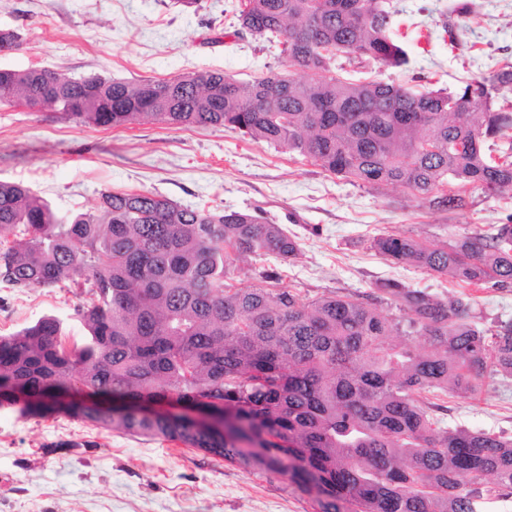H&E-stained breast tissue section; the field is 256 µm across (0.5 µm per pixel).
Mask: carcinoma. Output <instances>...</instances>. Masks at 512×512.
Returning a JSON list of instances; mask_svg holds the SVG:
<instances>
[{"instance_id": "cac0c4a2", "label": "carcinoma", "mask_w": 512, "mask_h": 512, "mask_svg": "<svg viewBox=\"0 0 512 512\" xmlns=\"http://www.w3.org/2000/svg\"><path fill=\"white\" fill-rule=\"evenodd\" d=\"M383 0H242L255 37L284 38L288 71L247 84L218 71L129 82L0 68V104H35L97 127H224L310 159L370 189L401 186L456 211L472 193H512V110L497 103L512 65L455 89L415 91L333 72L338 54L408 63ZM20 46L0 29V53ZM369 248L396 265L476 288L512 287V214L487 233L431 240L394 233ZM301 243L253 210L183 206L107 189L56 213L0 181V285L77 286L82 345L45 314L0 336V402L60 406L97 429L180 444L278 477L314 512H485L512 496V436L443 426L427 396H477L512 377V321L487 327L467 295L397 280L370 295L309 300L273 269L234 279L250 256L294 259ZM385 301L392 317L376 306Z\"/></svg>"}]
</instances>
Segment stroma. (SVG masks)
<instances>
[{
	"mask_svg": "<svg viewBox=\"0 0 512 512\" xmlns=\"http://www.w3.org/2000/svg\"><path fill=\"white\" fill-rule=\"evenodd\" d=\"M400 69L340 55L330 67L354 81L416 90L451 88L512 63V0H389ZM240 0H0V28L17 30V50L0 68L43 67L80 76L170 79L221 71L241 83L286 68L278 42L239 34ZM454 24L458 38L445 31ZM0 180L28 185L61 214L91 209L105 189L148 190L182 205L261 209L301 240L296 259L250 257L246 275L276 269L302 299L368 294L387 279L440 297L457 284L395 265L368 247L397 233L449 240L512 213V199L476 197L448 212L400 187L375 191L336 178L295 152L221 127L132 124L104 129L48 111L0 106ZM88 301L73 287L0 288V335L45 314L63 318L71 340ZM443 421L512 435V378L497 377L477 397L438 396ZM0 512H313L275 477L253 474L181 445L98 430L63 411L24 416L0 405Z\"/></svg>",
	"mask_w": 512,
	"mask_h": 512,
	"instance_id": "stroma-1",
	"label": "stroma"
}]
</instances>
